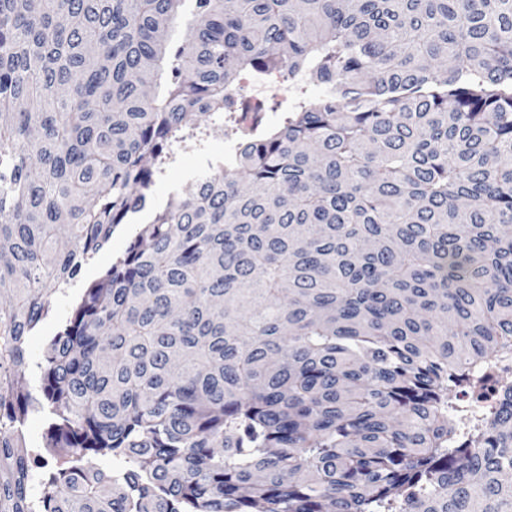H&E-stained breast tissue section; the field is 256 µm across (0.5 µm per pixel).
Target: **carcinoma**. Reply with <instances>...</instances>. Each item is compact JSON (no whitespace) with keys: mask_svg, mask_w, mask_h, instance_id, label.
<instances>
[{"mask_svg":"<svg viewBox=\"0 0 512 512\" xmlns=\"http://www.w3.org/2000/svg\"><path fill=\"white\" fill-rule=\"evenodd\" d=\"M183 3L0 0V512H512V398L456 404L512 359V0ZM239 68L326 92L153 212L40 404ZM235 143L224 136L210 138L203 146H189L178 152V162L167 170L156 182L153 194L147 204V209L133 221L135 224H125L112 237L111 243L101 250L95 258L84 265L81 273L71 282L66 294H58L51 302V312L43 320L40 327L31 333L26 344L28 368L25 372V384L33 396L42 400L38 387L40 363L45 355L47 341L59 329L60 321L64 318L69 307L78 295L90 283L97 280L117 258L121 257L132 239L139 224L148 223L153 211L163 206L168 198L178 194L189 195L197 183V179L209 171L211 164L235 152ZM47 430V422L45 420V417L43 413L39 411H33L29 417L28 420L25 423L24 427V434H25V440L27 442L28 447L32 448H38L39 452L44 457L45 461L47 462L45 470L52 469L55 466V459L52 455L48 454L44 448L42 447L43 444V437L45 436Z\"/></svg>","mask_w":512,"mask_h":512,"instance_id":"cac0c4a2","label":"carcinoma"}]
</instances>
